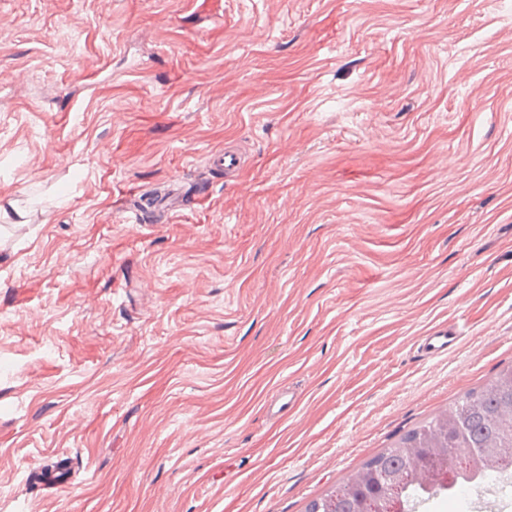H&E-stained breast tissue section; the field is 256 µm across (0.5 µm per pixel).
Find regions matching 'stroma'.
<instances>
[{
	"label": "stroma",
	"instance_id": "35a3bbf8",
	"mask_svg": "<svg viewBox=\"0 0 512 512\" xmlns=\"http://www.w3.org/2000/svg\"><path fill=\"white\" fill-rule=\"evenodd\" d=\"M510 364L512 0H0V512H304ZM460 342V336L452 326L435 329L428 336H423L420 349L428 357L447 354ZM436 420L435 418H432L430 420H425L420 422L418 425L407 431L403 436H401L397 441L390 444L388 448H385L382 452L380 451L377 455L370 458L368 461H366L362 467V470L367 469L372 464H374L377 461H381L384 465V467L393 466L396 464L397 459L392 456V454H387L388 451L391 448H395L397 444H402L405 441L414 440L417 438H421L428 434L429 432H432V428L436 426Z\"/></svg>",
	"mask_w": 512,
	"mask_h": 512
}]
</instances>
